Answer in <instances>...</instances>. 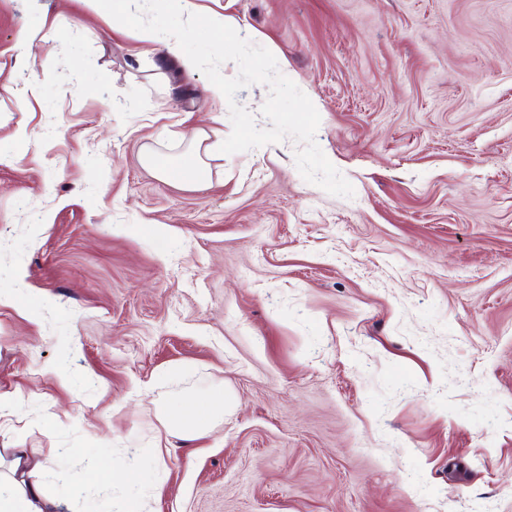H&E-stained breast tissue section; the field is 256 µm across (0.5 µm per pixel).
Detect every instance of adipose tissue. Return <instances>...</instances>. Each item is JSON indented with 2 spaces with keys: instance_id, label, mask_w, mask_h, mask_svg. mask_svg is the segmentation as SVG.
<instances>
[{
  "instance_id": "obj_1",
  "label": "adipose tissue",
  "mask_w": 512,
  "mask_h": 512,
  "mask_svg": "<svg viewBox=\"0 0 512 512\" xmlns=\"http://www.w3.org/2000/svg\"><path fill=\"white\" fill-rule=\"evenodd\" d=\"M47 465L23 448L11 449L0 470V512H62V496L47 493L41 480Z\"/></svg>"
}]
</instances>
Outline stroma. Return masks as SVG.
<instances>
[{"mask_svg":"<svg viewBox=\"0 0 512 512\" xmlns=\"http://www.w3.org/2000/svg\"><path fill=\"white\" fill-rule=\"evenodd\" d=\"M193 3L274 54L354 196L289 138L161 178L232 129L208 78L0 0V449L64 512H512V0ZM204 140L195 138L191 142L193 154L192 164L184 167L182 165L167 164L158 165L150 157L149 162L156 169L157 173L167 180H175L184 184H195L202 181L205 174V161L202 155L207 156L210 152V145H203ZM213 418L212 411L196 412L194 409L190 413L182 412L169 418V424L172 428L182 431L188 438H199L205 435L210 427Z\"/></svg>","mask_w":512,"mask_h":512,"instance_id":"35a3bbf8","label":"stroma"}]
</instances>
